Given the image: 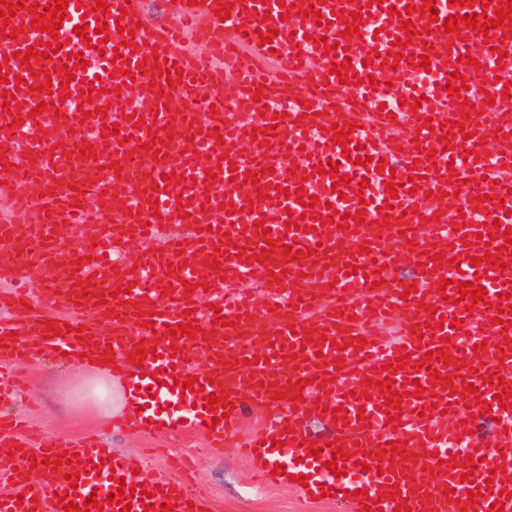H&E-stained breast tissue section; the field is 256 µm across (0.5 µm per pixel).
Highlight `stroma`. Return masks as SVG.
<instances>
[{"mask_svg":"<svg viewBox=\"0 0 512 512\" xmlns=\"http://www.w3.org/2000/svg\"><path fill=\"white\" fill-rule=\"evenodd\" d=\"M15 367L24 373L26 385L12 411L30 426L65 438L96 436L145 475L163 474L182 487L181 474L167 468L168 457L194 455L203 444L201 433L134 432L104 421L99 408L81 393L97 377L92 368L78 369L42 354L16 361ZM192 489L206 497L209 512H351L338 500L307 499L295 486L258 484L250 462L231 442L197 457Z\"/></svg>","mask_w":512,"mask_h":512,"instance_id":"stroma-1","label":"stroma"}]
</instances>
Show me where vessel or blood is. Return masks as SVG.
<instances>
[{"instance_id":"vessel-or-blood-1","label":"vessel or blood","mask_w":512,"mask_h":512,"mask_svg":"<svg viewBox=\"0 0 512 512\" xmlns=\"http://www.w3.org/2000/svg\"><path fill=\"white\" fill-rule=\"evenodd\" d=\"M28 7L10 17V27L19 31L17 39H0V73L9 83H0V95L12 92L13 107L0 108V190L9 191L23 181L26 193L13 194L14 211L27 215L23 229L0 224V275L16 281L15 289L0 293V308L12 317L0 321V336H7L0 347V358L23 357L41 352L54 355L67 351L68 362L89 365L104 350H112L116 378L127 386L138 387L141 406H129L120 424L140 431L148 424L165 429L181 426L200 429L208 446L220 448L230 440L252 461L263 479L273 484L287 476L304 475L308 489L331 487L341 498L351 495L354 512H362L366 500L378 501L382 512L409 505L411 512H461L471 486H484L493 479L492 492L478 499V512H489L499 504L512 512V480H503L496 467L512 466V396L499 403L496 396L512 387V349L502 345L499 311H512V267L485 274L472 264V257L485 256L484 237L494 234L497 245H504L505 230L512 227V117L499 108L476 114H460L452 104L451 93H437L415 87L409 56H419L425 44L436 52L431 60V80L444 83L453 72H464L468 85L465 98L479 91L501 96L506 83H512V38L504 28H491L489 34L462 29L460 40L437 26L451 16L482 13L497 8L498 0H473L466 6H450L438 0L437 20L421 17L423 0H309L320 18H303L290 7H279L277 0H231V16L222 20L216 14V0H177L171 18L147 21L143 0H108L104 16L91 13L94 0H68V15L62 30L73 33L76 26H97L107 21L111 28L105 43V59H94L86 70L75 67L73 45H65L52 55L51 66L73 68L75 78L66 86L72 94L100 89V102L107 115L90 119L58 116V91L63 87L59 74H30L20 54L37 42H50L49 33L31 30L30 5L50 0H28ZM414 23V34H406L398 22L407 6ZM361 12L358 33L346 37L347 25L341 12ZM130 16L127 34L115 26L121 13ZM407 12V11H406ZM277 28L270 43H262L261 32ZM327 37L335 43L331 53L314 45L315 38ZM207 43L209 52L196 55L182 48L186 40ZM407 40L403 60H395L396 40ZM132 43L134 55L117 57V49ZM505 58H498V51ZM475 58L481 69L465 68L463 58ZM350 61L352 74L361 80L350 105L340 112L322 114L321 103L332 87L338 86L331 74L333 63ZM147 62L145 74H137L138 62ZM397 65L403 82L387 85L389 65ZM181 68L177 86H170L164 71ZM136 73L126 81L124 70ZM236 78L232 103H225L224 74ZM24 79L15 87L12 76ZM376 84H369V77ZM50 92H38L41 84ZM206 90L205 105L214 106L215 116L200 115L196 106L174 111L175 102L195 89ZM298 97L289 105L287 117L275 118L265 105L271 99ZM46 103L44 113L32 115L38 103ZM143 117L144 125L130 120V113ZM255 115V123H244L243 115ZM21 127H14L17 117ZM431 119L432 128H423L421 118ZM407 119L419 132L418 146L404 145L395 137L396 119ZM463 123L464 128L446 133L447 121ZM119 125L120 135L108 133L109 125ZM271 128L265 146L241 151L250 142L255 127ZM349 129L347 146L334 143L336 129ZM503 137H496V130ZM156 137L153 150H145L149 137ZM27 142L34 166L25 178H18L17 144ZM93 154L82 157L84 146ZM365 164H357V157ZM115 161L116 175L104 178L99 161ZM339 165L340 175L350 176L349 184L334 190L331 176L322 175L329 162ZM497 168L501 183L497 200L473 207L472 197L486 192L487 168ZM214 180H207V170ZM259 173L258 183L244 181L245 172ZM398 183L397 198H390L387 181ZM266 187L267 199H258L259 187ZM303 190L316 198L313 211H306L285 191ZM186 199L192 234L169 237L162 250L149 248L150 237L160 225L178 219V199ZM232 202L234 214L221 208ZM135 216H128V209ZM363 213L366 222L341 228L343 215ZM303 216L302 230L285 226L289 215ZM387 226H380V219ZM271 231L263 238L256 222ZM65 223V233L55 230ZM326 234H318V227ZM77 241L96 242L95 258L80 262L78 253L65 248L64 236ZM25 237L30 255H18L15 241ZM121 241L126 256L111 258L114 241ZM314 256H307V249ZM300 252L297 261L288 252ZM437 260H428V253ZM219 262L224 279L204 286L203 272L209 263ZM178 273H171L169 265ZM366 266V273L349 274V265ZM416 267V289L407 293L395 279L397 268ZM38 275L43 286L41 306L55 311L53 320L26 312L27 296L20 284ZM448 279L446 292H439L441 279ZM479 281L487 291L484 301L466 307L451 304L460 282ZM170 292H162V285ZM130 293H123V286ZM193 294H185V286ZM107 294L108 303H96L98 294ZM209 307H201V300ZM156 312L154 326H143L141 316ZM400 322V335H384L388 319ZM459 320L450 330L449 341L417 338L415 329L441 320ZM194 323L196 333L168 334L169 327ZM56 336H49V328ZM365 337L363 349L350 341ZM183 346V356H174L172 345ZM155 348L154 359L129 362L137 347ZM449 350L451 364L427 360L431 350ZM298 355V368L285 374L280 370L284 356ZM404 358V368L392 370L396 358ZM204 370H197V360ZM335 375L330 389L319 386L324 372ZM450 377V389L433 383L434 373ZM499 375L490 385L486 376ZM197 376L199 389L183 391L176 377ZM308 379L302 399H295L293 387ZM392 379L393 390L419 381L421 398L406 397L396 424H389L382 407L386 401L378 384ZM480 390V400L470 403L461 392L465 384ZM225 392L234 408L227 423L209 427L214 413L206 409L208 395ZM368 392L369 403L356 395ZM267 407L264 430L243 440L237 426L245 401ZM327 405L324 420L332 424L333 437L339 438L345 453L336 461L344 469L337 477L325 466L334 451L324 448L321 458L308 454L311 438L302 414L314 404ZM345 409L344 419L333 420V409ZM490 409L499 422L493 435L474 441L476 415ZM18 421L0 415V447L21 452ZM468 450L478 451L474 482L463 481L461 468L448 467L456 441ZM397 442L395 453L385 452L388 442ZM422 454H415V447ZM67 450L79 455L76 463L59 468L42 465L47 453ZM38 467H18L0 457V470L6 471L14 486L0 493V512H65L57 495L66 504L83 505L96 497L109 506L108 491L97 490L96 473L111 474L126 484L145 485L151 498L141 503L132 498L130 512H145L146 506L173 512H190L203 507L205 499L194 492L169 488L160 476L133 475L122 457L101 461L99 441L77 438L62 441L46 438L35 449ZM334 460V459H333ZM367 461L361 471L359 461ZM76 474L69 482L68 474ZM398 486L399 496L379 499L383 488ZM455 496H445V488ZM32 491L37 505L22 503L9 507L12 495Z\"/></svg>"}]
</instances>
